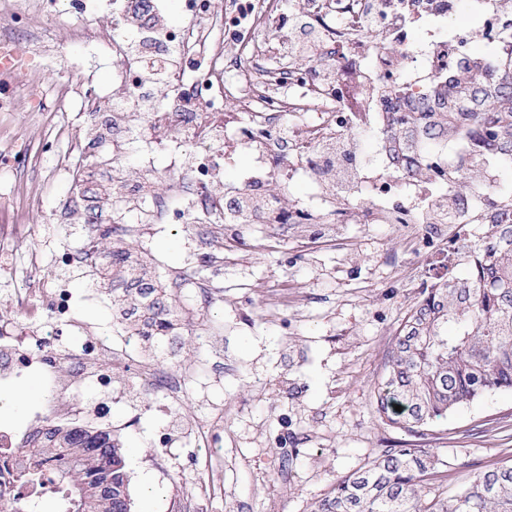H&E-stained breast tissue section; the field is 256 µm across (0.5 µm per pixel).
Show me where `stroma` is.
<instances>
[{
	"mask_svg": "<svg viewBox=\"0 0 512 512\" xmlns=\"http://www.w3.org/2000/svg\"><path fill=\"white\" fill-rule=\"evenodd\" d=\"M78 64L95 84L112 85V65L79 43L48 46L42 65L54 73L63 63ZM80 132L95 140L103 164L96 180L82 185L53 177L52 162L15 177L0 172V210L20 211L28 226L0 253V321L51 329L47 309L21 314L14 297L28 286L31 254L41 260L43 286L63 281L75 297L77 328L64 329L68 345L93 334L123 349L131 366L116 369L111 353L100 362L112 382L109 389L85 383L79 397L108 407L95 427L112 431L127 453L132 512H171L184 484L215 481L216 488L189 512H311L337 480L358 470L383 448L417 446L443 459L441 482L456 493L469 475L512 460V391L486 394L432 425L415 440L378 419L370 390L382 375L394 335L406 308L428 280L412 250L411 224H315L309 229L284 224H230L224 252L236 265L215 269L198 260L199 239L209 238L203 224H155L139 240L122 244L97 241V266L107 270L112 252L128 246L132 258L147 262L156 285L172 307L176 329L139 343L123 340V328L140 317V297L124 294L112 282L93 284L78 265L54 261L56 247L81 252L83 220L67 200L85 192L95 205L114 211L103 190L112 184L107 160L112 143V114L88 117L78 104L59 110L53 91L40 108L19 104L0 112V133L39 144L51 132ZM140 143L125 156L120 175L124 193L147 197L140 170L153 163L164 172L171 161L130 129ZM44 186L36 202L24 203L19 185ZM210 288L212 303L200 310L196 294L179 287L175 275ZM287 281L288 305L281 319L268 321L265 290ZM152 365L182 378L177 394L144 391L139 365ZM27 386L30 404L20 411L0 404V428L24 430L33 413L50 404L44 375L0 381V392ZM214 422L206 441L187 434L190 420ZM155 496L142 500L143 483Z\"/></svg>",
	"mask_w": 512,
	"mask_h": 512,
	"instance_id": "obj_1",
	"label": "stroma"
}]
</instances>
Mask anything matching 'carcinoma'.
<instances>
[{
    "instance_id": "obj_1",
    "label": "carcinoma",
    "mask_w": 512,
    "mask_h": 512,
    "mask_svg": "<svg viewBox=\"0 0 512 512\" xmlns=\"http://www.w3.org/2000/svg\"><path fill=\"white\" fill-rule=\"evenodd\" d=\"M491 79L462 77L439 93L432 112H399L390 141L401 172L422 174L425 156L444 140L469 138L480 152L512 164V59L499 56ZM474 161L448 172L451 190L437 213L464 210L486 190ZM485 235L460 259L465 272L422 289L407 308L372 398L381 421L410 436L495 390L512 391V195L489 194L471 214ZM146 267L120 249L112 277L140 293ZM154 335L174 330L158 299L150 306ZM401 406L396 411L395 406ZM439 458L423 448H383L360 470L342 476L312 512H512V464L478 469L452 497L436 483ZM22 491L0 494V512H38L51 498L61 512H131L130 477L123 447L109 430L82 426L47 429L17 468Z\"/></svg>"
}]
</instances>
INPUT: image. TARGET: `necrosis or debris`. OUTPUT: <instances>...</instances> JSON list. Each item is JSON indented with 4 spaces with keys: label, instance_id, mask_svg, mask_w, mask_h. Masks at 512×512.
Wrapping results in <instances>:
<instances>
[{
    "label": "necrosis or debris",
    "instance_id": "1",
    "mask_svg": "<svg viewBox=\"0 0 512 512\" xmlns=\"http://www.w3.org/2000/svg\"><path fill=\"white\" fill-rule=\"evenodd\" d=\"M0 0V112L14 111L18 96L41 99L45 76L36 57L52 40L45 22L53 16L77 17L72 41L93 47L112 63V88L99 90L91 78L69 66L55 73L61 107L80 102L86 112L100 111L106 100L119 102L115 123L142 117L152 143L177 154L164 173L145 171L153 191L140 207L122 201L129 217L112 232L137 240L154 224H208L222 230L238 214L224 208L225 195L257 194L275 201L273 213L256 212L255 224H417L418 253L435 254L445 225L466 224L469 212L435 215L432 201L447 193L446 179L456 154L439 149L425 163L427 175L408 178L397 172L389 135L393 113L409 100L431 101L449 80L475 74L474 44H496L512 51V34L501 23L507 0H375L372 14L363 0H295L294 15L271 7L270 0H178L183 25H166V0H33L18 9ZM479 17L480 26L455 27L460 11ZM307 18L324 40L321 61L268 67L273 55L296 48L293 16ZM180 49L187 69L165 71V96L142 112L140 70L153 39ZM370 144H363V137ZM349 158L344 180L324 177L321 169L335 143ZM253 157L250 171L231 188L218 174L238 148ZM312 178L323 208L310 210L289 196L297 174ZM45 302L56 323L75 326L74 298L65 283L50 290H26L15 297L23 314ZM12 344L14 375L32 369L48 373L52 394L65 397L70 415L93 416L75 395L79 377L103 383L98 356L105 344L88 337L79 352L65 349L60 334L0 327ZM40 347L39 355L26 346Z\"/></svg>",
    "mask_w": 512,
    "mask_h": 512
}]
</instances>
